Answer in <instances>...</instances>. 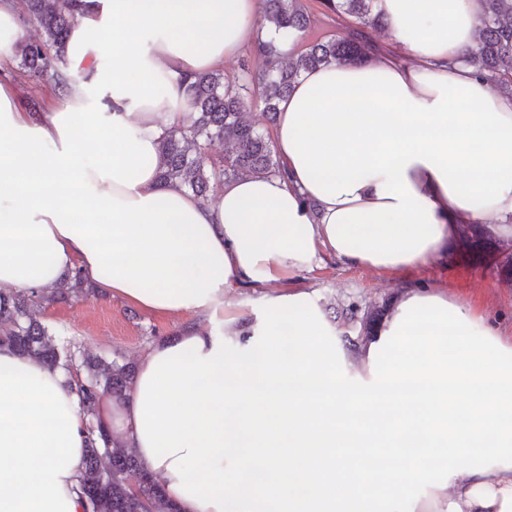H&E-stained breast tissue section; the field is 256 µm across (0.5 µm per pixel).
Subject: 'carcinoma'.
<instances>
[{
	"label": "carcinoma",
	"mask_w": 512,
	"mask_h": 512,
	"mask_svg": "<svg viewBox=\"0 0 512 512\" xmlns=\"http://www.w3.org/2000/svg\"><path fill=\"white\" fill-rule=\"evenodd\" d=\"M321 4L328 13L353 19L355 27L342 39H316L289 59L280 43L306 35L311 18L299 0H261L259 27H272L280 34L278 41L258 42L256 51L264 59V70L255 74L242 61L233 83L224 82L221 69L195 77L188 88L194 109L192 125L174 127L161 144L158 166L163 182H179L205 202L211 182L217 179L280 172L281 163L269 135L246 120L247 111L260 105L267 121L275 123L279 102L288 96L302 71L331 62L368 60L377 50L368 29L384 23L374 13V0H321ZM89 7L86 0H22L23 19L36 24L37 35L11 45L20 60V70L37 79L49 77L56 93H66L65 48L77 17ZM472 54L478 68L512 94V0H486L485 18ZM215 142L225 146L224 155L218 158L208 155L209 146ZM84 285L85 279L78 277L49 297L33 291L0 293V345L51 368L68 370L81 360L86 375L78 381L77 392L83 411L95 418L102 397L128 396L132 367L116 360L83 357L74 345L58 347L47 327L33 318L34 310L45 302L76 297ZM87 434L81 478L84 512H175L163 486L140 467L130 449L118 446L99 425H90ZM132 474L136 475L134 485L129 482Z\"/></svg>",
	"instance_id": "1"
}]
</instances>
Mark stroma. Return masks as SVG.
Here are the masks:
<instances>
[{"label": "stroma", "instance_id": "stroma-1", "mask_svg": "<svg viewBox=\"0 0 512 512\" xmlns=\"http://www.w3.org/2000/svg\"><path fill=\"white\" fill-rule=\"evenodd\" d=\"M12 33H0V82L8 83L22 111H52L60 102L49 80L19 71L10 46ZM421 284L448 294L450 299L477 306L491 317L512 324V257L495 241L477 238L461 245L445 261L394 273L326 265L296 278V289L314 291L336 328L356 337L345 317L349 309L367 312L389 307L394 294L406 285ZM38 319L61 345H76L108 360L138 362L154 343L174 335L176 317L143 309L120 296L88 289L79 297L43 305Z\"/></svg>", "mask_w": 512, "mask_h": 512}]
</instances>
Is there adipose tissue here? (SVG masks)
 <instances>
[{
  "label": "adipose tissue",
  "mask_w": 512,
  "mask_h": 512,
  "mask_svg": "<svg viewBox=\"0 0 512 512\" xmlns=\"http://www.w3.org/2000/svg\"><path fill=\"white\" fill-rule=\"evenodd\" d=\"M375 10L394 48L307 70L280 102L284 175L206 203L160 183L159 150L195 76L266 39L259 0H98L53 112L0 85V290L79 271L184 318L99 415L176 512H512V330L408 287L349 351L309 292L281 288L329 262L425 265L466 225L512 239V95L470 59L486 0ZM69 379L0 347V512H83Z\"/></svg>",
  "instance_id": "obj_1"
}]
</instances>
